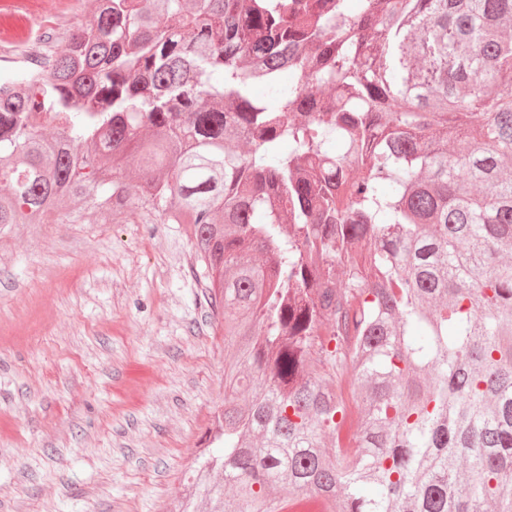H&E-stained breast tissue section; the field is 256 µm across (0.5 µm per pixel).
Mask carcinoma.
<instances>
[{"label": "carcinoma", "mask_w": 512, "mask_h": 512, "mask_svg": "<svg viewBox=\"0 0 512 512\" xmlns=\"http://www.w3.org/2000/svg\"><path fill=\"white\" fill-rule=\"evenodd\" d=\"M42 42L0 225H188L235 349L171 512H512V0H100Z\"/></svg>", "instance_id": "cac0c4a2"}]
</instances>
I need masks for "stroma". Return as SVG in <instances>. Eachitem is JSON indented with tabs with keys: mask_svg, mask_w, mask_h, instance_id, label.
<instances>
[{
	"mask_svg": "<svg viewBox=\"0 0 512 512\" xmlns=\"http://www.w3.org/2000/svg\"><path fill=\"white\" fill-rule=\"evenodd\" d=\"M225 357L184 225L0 226V512H165Z\"/></svg>",
	"mask_w": 512,
	"mask_h": 512,
	"instance_id": "stroma-1",
	"label": "stroma"
}]
</instances>
